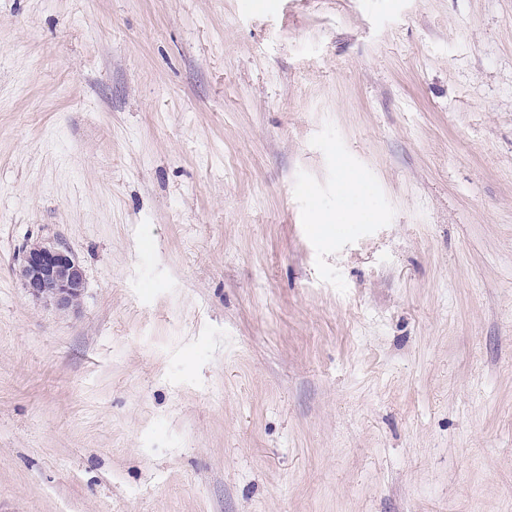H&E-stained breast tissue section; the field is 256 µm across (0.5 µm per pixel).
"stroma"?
Wrapping results in <instances>:
<instances>
[{
	"instance_id": "obj_1",
	"label": "stroma",
	"mask_w": 512,
	"mask_h": 512,
	"mask_svg": "<svg viewBox=\"0 0 512 512\" xmlns=\"http://www.w3.org/2000/svg\"><path fill=\"white\" fill-rule=\"evenodd\" d=\"M0 512H512V0H0ZM19 276L32 298L49 302L58 309L71 308L85 288L82 267L62 242L37 244L26 249L19 265Z\"/></svg>"
}]
</instances>
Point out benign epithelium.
<instances>
[{
	"label": "benign epithelium",
	"instance_id": "7a95c632",
	"mask_svg": "<svg viewBox=\"0 0 512 512\" xmlns=\"http://www.w3.org/2000/svg\"><path fill=\"white\" fill-rule=\"evenodd\" d=\"M19 276L32 298L58 309L71 308L85 288L82 267L61 242L37 244L25 250Z\"/></svg>",
	"mask_w": 512,
	"mask_h": 512
}]
</instances>
